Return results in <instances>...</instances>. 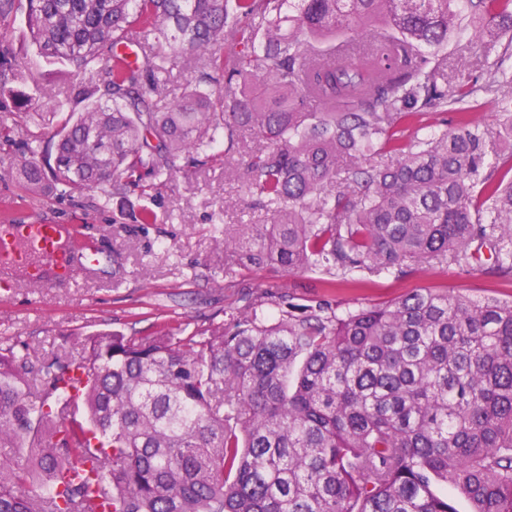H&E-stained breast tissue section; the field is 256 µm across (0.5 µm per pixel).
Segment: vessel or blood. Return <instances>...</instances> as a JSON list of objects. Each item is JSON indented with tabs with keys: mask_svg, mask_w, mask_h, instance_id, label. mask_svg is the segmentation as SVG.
<instances>
[{
	"mask_svg": "<svg viewBox=\"0 0 512 512\" xmlns=\"http://www.w3.org/2000/svg\"><path fill=\"white\" fill-rule=\"evenodd\" d=\"M63 228L58 224H26L13 234L0 235V289L9 290L16 278L46 286L71 282L77 272H96L101 253L82 252L78 264L66 263L61 256Z\"/></svg>",
	"mask_w": 512,
	"mask_h": 512,
	"instance_id": "1",
	"label": "vessel or blood"
}]
</instances>
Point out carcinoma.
<instances>
[{"label": "carcinoma", "instance_id": "cac0c4a2", "mask_svg": "<svg viewBox=\"0 0 512 512\" xmlns=\"http://www.w3.org/2000/svg\"><path fill=\"white\" fill-rule=\"evenodd\" d=\"M0 0V155L26 196L166 186L216 145L274 224H226L246 268L355 279L431 263L512 274V0ZM367 22L393 54L353 58ZM494 58L451 80V38ZM346 38L337 48L316 43ZM36 52L28 51V44ZM69 84L44 83L47 65ZM194 68L166 100L175 70ZM81 104L76 111L69 103ZM458 113L455 127L396 137ZM278 316L263 317V307ZM0 353V512H512V301L424 289L346 314L256 298L222 324L101 332L37 371Z\"/></svg>", "mask_w": 512, "mask_h": 512}]
</instances>
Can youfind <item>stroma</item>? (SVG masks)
<instances>
[{
	"label": "stroma",
	"mask_w": 512,
	"mask_h": 512,
	"mask_svg": "<svg viewBox=\"0 0 512 512\" xmlns=\"http://www.w3.org/2000/svg\"><path fill=\"white\" fill-rule=\"evenodd\" d=\"M250 197L222 162L179 175L156 200L129 192L102 201L90 193L74 200L24 197L0 161V224H61L67 251L85 244L104 259L91 276L68 285L39 288L17 280L0 294V352L27 350L34 367L84 354L88 336L116 331L147 336L164 326L194 330L224 322L244 296L274 292L306 305L324 298L340 309L385 305L408 292L435 288L472 299L512 300V277L447 265H426L405 275L364 274L362 281L326 287L322 274L279 269H244L215 240L216 225L269 224L273 218L250 209ZM155 223L138 222L143 208Z\"/></svg>",
	"instance_id": "35a3bbf8"
}]
</instances>
